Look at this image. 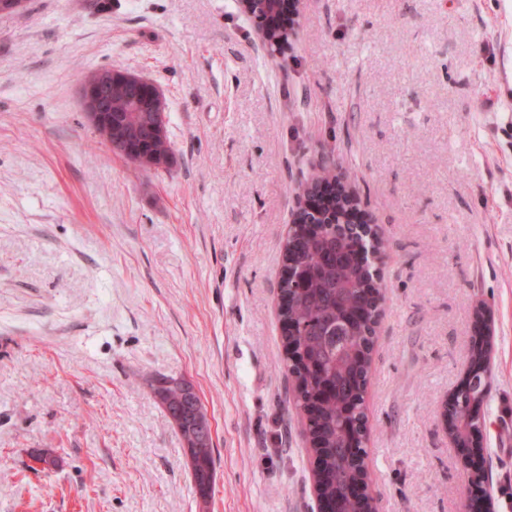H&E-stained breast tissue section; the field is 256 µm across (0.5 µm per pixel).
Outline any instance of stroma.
Here are the masks:
<instances>
[{"label":"stroma","instance_id":"obj_1","mask_svg":"<svg viewBox=\"0 0 512 512\" xmlns=\"http://www.w3.org/2000/svg\"><path fill=\"white\" fill-rule=\"evenodd\" d=\"M296 23L273 58L234 0L0 13V512H318L277 292L329 157L385 244L378 512H465L441 411L479 309L481 498L512 512V0H302ZM104 68L159 86L172 165L139 168L89 121L81 78ZM158 376L207 410L208 498Z\"/></svg>","mask_w":512,"mask_h":512}]
</instances>
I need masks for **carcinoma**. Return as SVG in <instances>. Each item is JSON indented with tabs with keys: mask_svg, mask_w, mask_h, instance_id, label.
I'll list each match as a JSON object with an SVG mask.
<instances>
[{
	"mask_svg": "<svg viewBox=\"0 0 512 512\" xmlns=\"http://www.w3.org/2000/svg\"><path fill=\"white\" fill-rule=\"evenodd\" d=\"M112 113V129L98 132L106 139L129 145L146 160L144 169L172 162L163 108L147 99L136 85L117 71L106 96ZM317 190L330 191V200L311 213L302 210L303 222L293 223L281 247L288 276L280 280L282 321L294 324L291 343L296 359L284 365L297 382L294 405L306 417L307 432L316 436L325 453L322 492L334 499L339 512H364V504L350 499V485L358 473V461L366 456L367 417L363 408L375 328L384 295L375 260L382 241L372 225L362 232L345 227L344 213L354 203L345 186H336V175L326 172ZM487 343L470 351L469 385L459 390L448 409V422L457 445L466 448L484 419L489 393ZM169 404L171 423L187 441L198 440L192 449L193 478L204 490L214 469L210 433L197 429L207 412L194 393L180 387L156 390Z\"/></svg>",
	"mask_w": 512,
	"mask_h": 512,
	"instance_id": "obj_1",
	"label": "carcinoma"
}]
</instances>
